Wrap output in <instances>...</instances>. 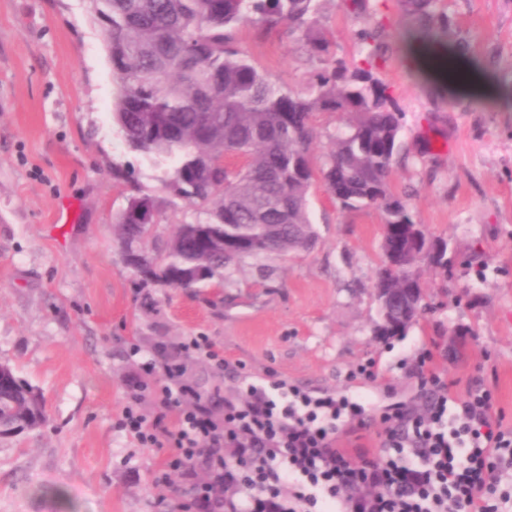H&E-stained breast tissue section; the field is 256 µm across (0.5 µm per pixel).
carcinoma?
Segmentation results:
<instances>
[{"label":"carcinoma","mask_w":512,"mask_h":512,"mask_svg":"<svg viewBox=\"0 0 512 512\" xmlns=\"http://www.w3.org/2000/svg\"><path fill=\"white\" fill-rule=\"evenodd\" d=\"M90 2L104 26L117 85L112 118L125 142L158 164L176 161L162 187L206 214L151 253L145 244L153 228L127 221L122 212L116 221L121 254L138 248L169 288L222 282L224 269L244 258L284 255L314 243L309 197L319 184L345 212L379 209L382 252L393 246L405 251V264L395 271L381 261L376 287H409L420 262L448 271V243L435 241L439 256L423 253L413 236L424 230L409 202L390 190L402 111L379 77L389 52L383 0H343L347 13L365 19L350 61L336 57L326 35H313L321 0ZM438 2L400 0L403 42H435L448 34L451 25ZM281 24L320 61L304 90L272 82L237 46L240 27ZM322 112L347 119L318 162L311 146ZM420 317L397 309L394 335L405 334ZM44 421L40 395L5 366L0 437Z\"/></svg>","instance_id":"carcinoma-1"}]
</instances>
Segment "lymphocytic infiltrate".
Listing matches in <instances>:
<instances>
[{"instance_id": "lymphocytic-infiltrate-1", "label": "lymphocytic infiltrate", "mask_w": 512, "mask_h": 512, "mask_svg": "<svg viewBox=\"0 0 512 512\" xmlns=\"http://www.w3.org/2000/svg\"><path fill=\"white\" fill-rule=\"evenodd\" d=\"M191 353L217 357L205 336L179 343L162 362L132 349L138 373L122 411L140 447L166 454L159 482L174 471L189 485L182 512H501L493 483L496 472L512 468V428L490 394L472 393L458 405L457 428L444 430L451 386L431 355L416 369L440 390L430 413H399L386 432L390 447L413 450L418 463L408 468L341 448L335 398L317 413L286 400L278 382L249 384L241 406L202 395L182 379V358ZM147 395L158 407L151 420L139 411Z\"/></svg>"}]
</instances>
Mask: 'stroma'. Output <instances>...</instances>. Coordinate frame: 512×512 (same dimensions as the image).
I'll use <instances>...</instances> for the list:
<instances>
[{
  "mask_svg": "<svg viewBox=\"0 0 512 512\" xmlns=\"http://www.w3.org/2000/svg\"><path fill=\"white\" fill-rule=\"evenodd\" d=\"M471 67L496 98L446 93L410 75L407 46L390 37L388 82L404 113L390 176L415 219L448 243L447 275L421 265L428 310L405 335L373 333L382 215L340 210L323 187L310 209L307 251L247 258L220 285L162 288L139 280L115 241L130 194L155 197L161 220L148 250L199 208L170 201L161 169L128 149L112 118L117 86L90 0H0V363L45 403L40 429L0 439V512H157L187 500L179 476L156 484L163 454L119 426L132 347L156 356L209 336L223 369L187 360L199 391L243 397L246 382L279 380L311 397H346L364 418L363 443L383 461L414 460L384 445V414L429 399L414 371L432 353L451 400L492 392L512 425V0H441ZM321 25L337 56L356 50L360 21L323 0ZM238 46L292 89L319 67L287 27L246 26ZM129 171L115 182L113 168ZM374 363L376 379L356 376Z\"/></svg>",
  "mask_w": 512,
  "mask_h": 512,
  "instance_id": "stroma-1",
  "label": "stroma"
}]
</instances>
